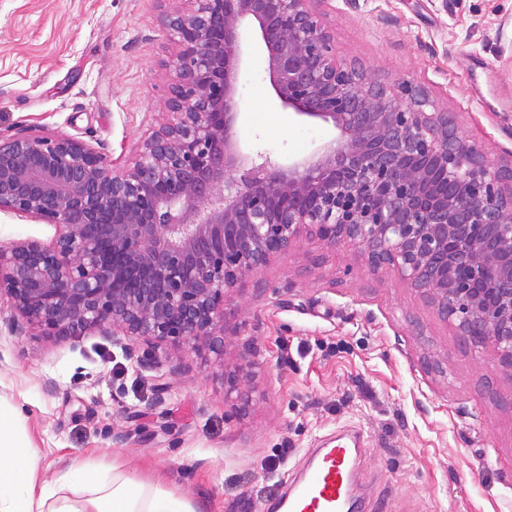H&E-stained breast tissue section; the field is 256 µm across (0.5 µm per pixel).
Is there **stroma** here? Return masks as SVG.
<instances>
[{"label": "stroma", "mask_w": 512, "mask_h": 512, "mask_svg": "<svg viewBox=\"0 0 512 512\" xmlns=\"http://www.w3.org/2000/svg\"><path fill=\"white\" fill-rule=\"evenodd\" d=\"M343 59L423 86L490 159L512 153V0H319ZM158 0H0V128L68 135L131 157L157 128L175 49ZM250 152L310 154L332 124L279 109L263 56L239 77ZM52 225L0 212V242L50 244ZM0 298V405L19 412L49 482L74 457L154 473L197 512H262L305 459L363 436L359 491L386 512H512V377L462 344L426 295L361 247L313 236L243 282L223 359L137 343L139 369L89 332L58 340ZM252 338L261 365L239 415L221 363ZM180 373H173V366ZM163 397H156L157 388Z\"/></svg>", "instance_id": "35a3bbf8"}]
</instances>
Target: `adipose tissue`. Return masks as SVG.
Wrapping results in <instances>:
<instances>
[{
    "mask_svg": "<svg viewBox=\"0 0 512 512\" xmlns=\"http://www.w3.org/2000/svg\"><path fill=\"white\" fill-rule=\"evenodd\" d=\"M18 420L0 409V512H196L184 495L117 464L76 459L53 482H38L39 451L17 435Z\"/></svg>",
    "mask_w": 512,
    "mask_h": 512,
    "instance_id": "ef3b65f1",
    "label": "adipose tissue"
}]
</instances>
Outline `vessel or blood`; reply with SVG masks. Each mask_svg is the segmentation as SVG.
<instances>
[{
	"mask_svg": "<svg viewBox=\"0 0 512 512\" xmlns=\"http://www.w3.org/2000/svg\"><path fill=\"white\" fill-rule=\"evenodd\" d=\"M362 450L350 436L320 449L303 466L298 482L271 507V512H362L355 496Z\"/></svg>",
	"mask_w": 512,
	"mask_h": 512,
	"instance_id": "obj_1",
	"label": "vessel or blood"
}]
</instances>
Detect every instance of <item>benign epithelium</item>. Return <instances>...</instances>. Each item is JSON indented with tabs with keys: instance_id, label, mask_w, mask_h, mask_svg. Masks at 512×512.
<instances>
[{
	"instance_id": "7a95c632",
	"label": "benign epithelium",
	"mask_w": 512,
	"mask_h": 512,
	"mask_svg": "<svg viewBox=\"0 0 512 512\" xmlns=\"http://www.w3.org/2000/svg\"><path fill=\"white\" fill-rule=\"evenodd\" d=\"M161 17L177 49L161 123L120 165L85 141L0 131V211L52 224L51 245L0 243V293L43 334L96 331L224 355L237 285L305 234L363 248L422 290L466 345L512 376V160L493 162L427 92L346 63L316 0H188ZM275 100L337 134L287 163L238 137L249 43ZM252 340L221 363L225 395L252 403Z\"/></svg>"
}]
</instances>
